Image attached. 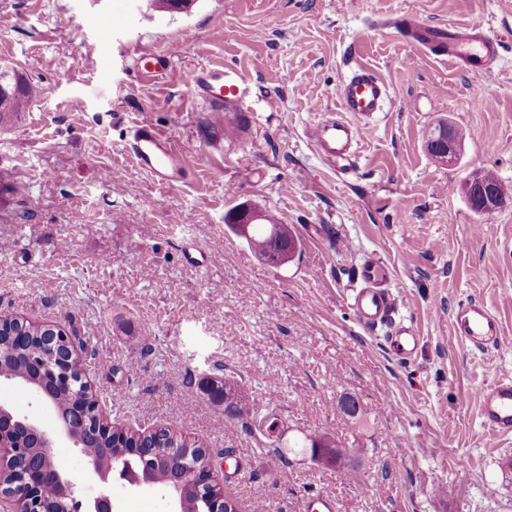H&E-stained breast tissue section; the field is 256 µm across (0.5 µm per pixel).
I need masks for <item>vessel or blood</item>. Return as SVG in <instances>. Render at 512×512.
Segmentation results:
<instances>
[{
    "label": "vessel or blood",
    "mask_w": 512,
    "mask_h": 512,
    "mask_svg": "<svg viewBox=\"0 0 512 512\" xmlns=\"http://www.w3.org/2000/svg\"><path fill=\"white\" fill-rule=\"evenodd\" d=\"M393 25L406 40L421 48L440 52L462 72L474 75L489 73L502 56L500 39L479 24L467 27L426 26L401 16L394 19ZM171 59L168 53L140 54L136 57V64L141 76L150 79L164 73ZM184 82L199 98L219 108L227 103H244L250 92L247 78L231 66L190 71ZM336 97L342 116L318 121L310 130V139L322 159L339 168L355 158L359 143L369 130L370 117L383 109L388 88L370 69L357 65L338 84ZM129 148L137 171L148 173L165 184L187 179L188 169L180 150L153 125H136ZM387 278V270L380 261H365L360 267L361 286L352 294L350 306L367 329L389 325L385 341L390 351L400 360L408 361L415 354L420 336L412 323L391 324L394 298L384 287ZM452 324L456 336L478 350L499 345L502 340L496 315L480 302L459 305L453 313ZM478 407L485 424L493 432L511 435L512 376H501L482 387Z\"/></svg>",
    "instance_id": "vessel-or-blood-1"
}]
</instances>
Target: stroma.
Listing matches in <instances>:
<instances>
[{
	"instance_id": "1",
	"label": "stroma",
	"mask_w": 512,
	"mask_h": 512,
	"mask_svg": "<svg viewBox=\"0 0 512 512\" xmlns=\"http://www.w3.org/2000/svg\"><path fill=\"white\" fill-rule=\"evenodd\" d=\"M404 14L481 23L501 60L461 72L389 27ZM136 48L176 54L148 80ZM1 64L39 95L0 131V314L76 329L111 421L212 448L238 512H303L317 494L337 512H512V435L492 433L477 405L512 375V207L487 218L462 191L486 170L512 188V0H193L180 13L150 0H0ZM225 64L251 93L218 114L183 78ZM356 64L389 97L355 168L339 170L308 130L338 112L336 86ZM442 121L466 133L451 165L425 145ZM141 122L173 138L187 180L132 175L128 131ZM242 203L287 225L300 243L291 262L270 267L229 232ZM189 247L209 255L206 270L184 260ZM368 258L390 268L394 317L421 337L410 361L349 306ZM467 301L496 314L501 345L454 336ZM227 378L277 434L225 417L206 384ZM346 394L361 417H342ZM309 435L346 460L306 458Z\"/></svg>"
}]
</instances>
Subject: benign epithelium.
Masks as SVG:
<instances>
[{
    "mask_svg": "<svg viewBox=\"0 0 512 512\" xmlns=\"http://www.w3.org/2000/svg\"><path fill=\"white\" fill-rule=\"evenodd\" d=\"M430 141L440 148V156L446 163L456 161L461 154L462 142L451 131L444 134L435 132L430 136ZM463 190L470 204L480 214L492 213L500 204L497 191L485 184L479 174L468 178ZM263 220L261 210L244 204L236 212L235 224L239 234L247 238L250 226ZM12 321L25 325L29 332L43 335L44 348L52 360L47 378L52 386L70 388L78 379L87 389L94 390L88 376L82 373L84 343L74 329L54 324L45 335L39 324L15 316H0V326ZM2 380L21 390L24 385H30L28 391L38 402L52 405L50 391L36 381L28 378L22 382L15 381L1 371ZM73 418L82 424L88 435L108 439L113 447L120 449L121 456L141 459L139 471L86 461L88 473L99 487L98 495L90 501L86 500L69 474L59 471L53 462V448L58 441L66 440L77 448L82 446V440L73 433L69 422L56 415L53 422L47 424L35 414H21L9 403L0 401V470L19 466V479L6 490L0 486V512H47L45 488L48 485L56 486L58 498L66 512H119L112 498V484L116 482L127 485L133 491L156 488L153 463L147 457L151 452V436L157 430L143 431V440L138 443L128 441L129 429L109 420L97 393L74 411ZM29 437L37 440V457L29 452ZM202 453L205 461H185L186 472L176 474L169 480L165 491L173 506L177 512L184 510L182 489L188 478L194 483L198 497L207 503L208 512H235L232 501L224 497V477L213 465L211 450L204 447Z\"/></svg>",
    "mask_w": 512,
    "mask_h": 512,
    "instance_id": "benign-epithelium-1",
    "label": "benign epithelium"
}]
</instances>
